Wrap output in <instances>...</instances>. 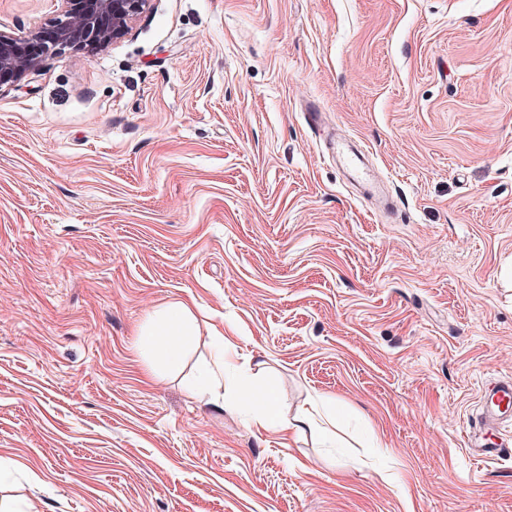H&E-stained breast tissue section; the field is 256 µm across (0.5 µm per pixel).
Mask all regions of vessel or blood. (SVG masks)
I'll use <instances>...</instances> for the list:
<instances>
[{
  "label": "vessel or blood",
  "mask_w": 512,
  "mask_h": 512,
  "mask_svg": "<svg viewBox=\"0 0 512 512\" xmlns=\"http://www.w3.org/2000/svg\"><path fill=\"white\" fill-rule=\"evenodd\" d=\"M337 162L345 167L352 178L362 184L367 192H375L376 186L368 166L364 165L359 152L345 140L337 141L334 147ZM512 415V378L496 380L484 388L483 404L478 419V430L468 438L469 450L478 451L485 460H500L512 455V449L503 447L494 435L501 421Z\"/></svg>",
  "instance_id": "obj_1"
}]
</instances>
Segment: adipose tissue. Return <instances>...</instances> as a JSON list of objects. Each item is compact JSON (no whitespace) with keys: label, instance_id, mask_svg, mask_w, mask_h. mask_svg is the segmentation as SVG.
Here are the masks:
<instances>
[{"label":"adipose tissue","instance_id":"1","mask_svg":"<svg viewBox=\"0 0 512 512\" xmlns=\"http://www.w3.org/2000/svg\"><path fill=\"white\" fill-rule=\"evenodd\" d=\"M197 331V318L192 304L176 301L168 304L154 320L137 327L138 348L155 352L168 366L175 367L183 359V337L196 335ZM257 397L259 409L254 417L257 429L273 430L284 435L318 431L315 406L306 405L295 413H285L278 405L276 389L271 386L261 388Z\"/></svg>","mask_w":512,"mask_h":512}]
</instances>
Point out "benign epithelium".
<instances>
[{"mask_svg": "<svg viewBox=\"0 0 512 512\" xmlns=\"http://www.w3.org/2000/svg\"><path fill=\"white\" fill-rule=\"evenodd\" d=\"M59 15L22 35L0 31V89L16 88L45 56L70 50L94 54L124 39L152 0H59Z\"/></svg>", "mask_w": 512, "mask_h": 512, "instance_id": "7a95c632", "label": "benign epithelium"}]
</instances>
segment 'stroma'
I'll return each instance as SVG.
<instances>
[{"label":"stroma","instance_id":"stroma-1","mask_svg":"<svg viewBox=\"0 0 512 512\" xmlns=\"http://www.w3.org/2000/svg\"><path fill=\"white\" fill-rule=\"evenodd\" d=\"M59 8L0 0V30ZM178 300L198 334L146 382L134 330ZM212 325L240 370L201 396ZM505 377L512 0H153L0 94L14 512H512V459L465 447ZM267 383L335 404L337 439L254 428ZM336 156V162H339L351 174L352 178L359 184H362L368 193H375L377 186L375 180L371 177L370 169L364 165L361 159V151L352 149L348 140H336L333 147Z\"/></svg>","mask_w":512,"mask_h":512}]
</instances>
